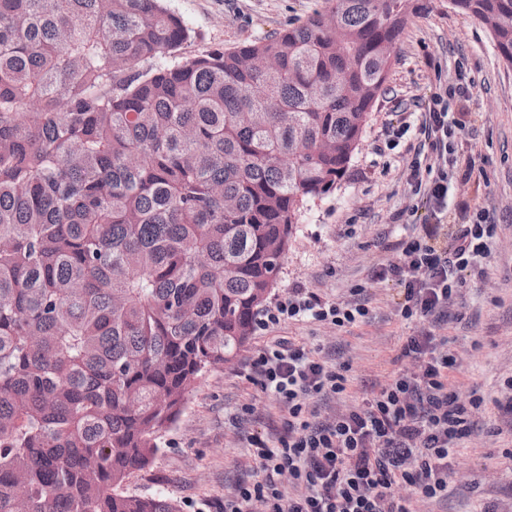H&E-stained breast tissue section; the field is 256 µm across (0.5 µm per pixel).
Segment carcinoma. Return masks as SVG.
Wrapping results in <instances>:
<instances>
[{
  "mask_svg": "<svg viewBox=\"0 0 512 512\" xmlns=\"http://www.w3.org/2000/svg\"><path fill=\"white\" fill-rule=\"evenodd\" d=\"M450 3L512 65V0ZM412 12L324 0L168 64L161 0H0V512H181L124 485L251 335Z\"/></svg>",
  "mask_w": 512,
  "mask_h": 512,
  "instance_id": "obj_1",
  "label": "carcinoma"
}]
</instances>
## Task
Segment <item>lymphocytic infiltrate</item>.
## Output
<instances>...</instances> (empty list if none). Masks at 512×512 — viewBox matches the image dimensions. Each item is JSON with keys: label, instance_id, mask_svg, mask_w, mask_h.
I'll return each mask as SVG.
<instances>
[{"label": "lymphocytic infiltrate", "instance_id": "lymphocytic-infiltrate-1", "mask_svg": "<svg viewBox=\"0 0 512 512\" xmlns=\"http://www.w3.org/2000/svg\"><path fill=\"white\" fill-rule=\"evenodd\" d=\"M472 95V83L461 78L434 97L422 129L437 162L415 159L408 167L410 181L442 212L458 191L455 143L462 127L450 104ZM496 234L481 210L450 230L422 225L397 241L406 264L377 263L372 278L401 288L402 320L439 323L462 288L485 277ZM368 314L364 305L294 288L263 311L259 324L265 330L300 321L347 328ZM399 358L404 366L391 383L327 421L318 419L311 403L346 392L349 365L328 364L317 350L284 338L259 351L252 361L257 381L288 416L275 444L253 439L258 477L225 498L224 512H251L256 501L266 512H417V498L447 497L452 463L472 433L471 410L481 401L461 402L450 383L457 356L447 337L430 331L408 336Z\"/></svg>", "mask_w": 512, "mask_h": 512}]
</instances>
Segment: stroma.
Returning <instances> with one entry per match:
<instances>
[{"label": "stroma", "mask_w": 512, "mask_h": 512, "mask_svg": "<svg viewBox=\"0 0 512 512\" xmlns=\"http://www.w3.org/2000/svg\"><path fill=\"white\" fill-rule=\"evenodd\" d=\"M320 2L164 0V5L191 32L179 56L194 57L263 40L305 20ZM415 2L361 144L336 189L304 207L272 292L277 300L300 287L357 301L369 310L367 322L342 329L286 323L253 330L232 361L193 383L184 410L161 434L152 465L127 480L129 492L171 496L182 512H221L238 483L256 479L249 440L275 439L285 412L254 383L251 362L276 338L319 348L329 364H349L347 391L313 403L323 418L354 406L365 389L394 377L403 336L423 326L401 320L398 287L373 281L372 269L383 260H398L394 225L415 230L435 220L426 197L408 180L404 161L423 150L425 139L415 123L428 111L436 88L462 74L474 84L473 97L469 106L455 103L451 110L466 121L459 151L474 157L481 175L460 179L458 197L485 211L497 237L486 277L460 293L434 332L448 337L458 355L451 381L461 399L479 396L483 402L457 457L447 498L420 503L419 510L477 512L488 505L512 512V414L493 406L511 392L512 380V65L499 55L490 30L449 0ZM404 121L411 129L395 149H387L388 132Z\"/></svg>", "instance_id": "35a3bbf8"}]
</instances>
